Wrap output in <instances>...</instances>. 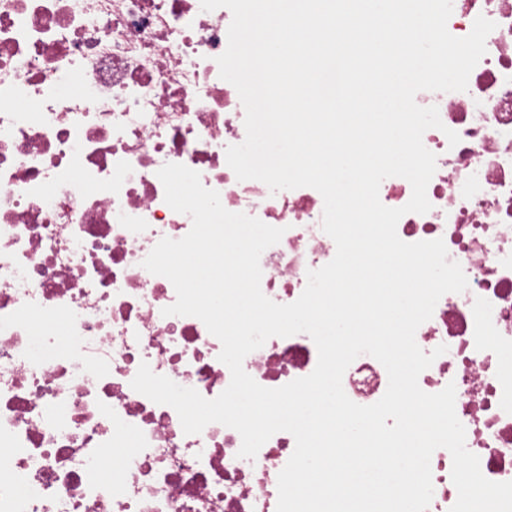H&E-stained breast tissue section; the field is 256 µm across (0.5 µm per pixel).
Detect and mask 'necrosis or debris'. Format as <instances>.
<instances>
[{
  "label": "necrosis or debris",
  "mask_w": 512,
  "mask_h": 512,
  "mask_svg": "<svg viewBox=\"0 0 512 512\" xmlns=\"http://www.w3.org/2000/svg\"><path fill=\"white\" fill-rule=\"evenodd\" d=\"M495 22L463 91L418 92L443 129L432 205L397 224L406 242L443 239L468 287L438 301L416 331L447 351L419 378L456 386L455 410L483 475L512 481V0H453L447 29ZM229 9L200 0H0V512H276L277 478L295 449L274 434L255 459L219 423L185 434L176 411L133 390L141 363L212 399L230 383L220 341L193 316H166L176 292L143 260L191 229L157 176L185 165L229 211L283 228L260 257L261 290L289 304L336 245L310 187L271 192L237 180L226 149L246 137L238 92L219 75ZM460 136L449 145L446 130ZM305 334L268 339L244 370L266 388L309 375ZM342 385L360 405L388 386L356 358ZM123 454L105 476L106 449ZM428 512L458 498L452 458L431 461Z\"/></svg>",
  "instance_id": "obj_1"
}]
</instances>
